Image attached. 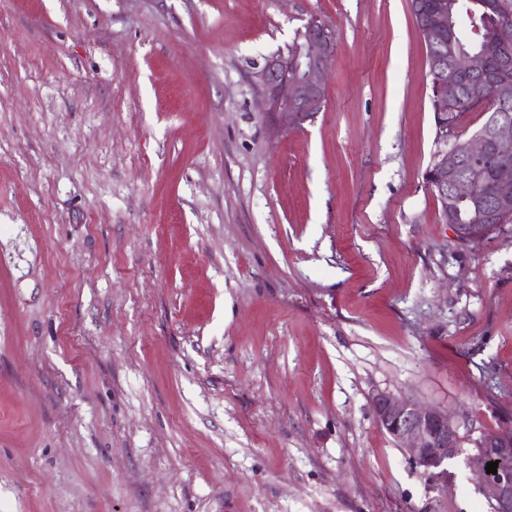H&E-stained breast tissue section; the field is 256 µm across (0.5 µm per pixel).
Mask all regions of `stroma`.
Instances as JSON below:
<instances>
[{
	"label": "stroma",
	"instance_id": "1",
	"mask_svg": "<svg viewBox=\"0 0 512 512\" xmlns=\"http://www.w3.org/2000/svg\"><path fill=\"white\" fill-rule=\"evenodd\" d=\"M430 96L410 0H0V512H491L371 404L512 429V224L443 220ZM298 40L301 44L295 42L289 57L287 45L267 56L254 75L262 112L275 117L285 128L292 115L322 112L324 80L335 63V31L321 18L311 17ZM457 214V223L451 222L450 225L456 237L463 242H473L483 239L487 234L481 228V222L478 213L470 202H462L455 206Z\"/></svg>",
	"mask_w": 512,
	"mask_h": 512
}]
</instances>
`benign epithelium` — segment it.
Listing matches in <instances>:
<instances>
[{
    "mask_svg": "<svg viewBox=\"0 0 512 512\" xmlns=\"http://www.w3.org/2000/svg\"><path fill=\"white\" fill-rule=\"evenodd\" d=\"M448 29V4L439 2L436 11L425 16L419 32L431 33ZM293 52L280 49L267 56L255 72L262 111L288 127V117L313 114L325 107L324 80L335 63V31L317 16L311 17L300 32ZM494 47L506 64L512 62V25L503 22L494 31ZM486 70V57L471 54L457 63L441 56L431 62L435 78L434 93L446 104L457 97L463 75L481 74ZM469 99L478 108L490 96L486 84L475 81L468 88ZM448 150V124H436L435 150L425 175L426 184L439 201H472L476 198L472 181L458 174L457 160L464 156L488 164L495 171L494 197L486 212V220L499 222V216L512 210V116L494 117L481 134L456 141ZM456 237L463 242L483 239L486 233L479 224L451 223ZM378 425L395 440L408 460L429 479H448V459L458 455L462 438L459 426L448 411L424 402L411 401L390 393L379 392L372 399ZM492 448L497 455V474H489L486 465ZM467 466L478 479V488L488 499L494 512H512V431L484 434L477 440V451L466 457Z\"/></svg>",
    "mask_w": 512,
    "mask_h": 512,
    "instance_id": "obj_1",
    "label": "benign epithelium"
}]
</instances>
